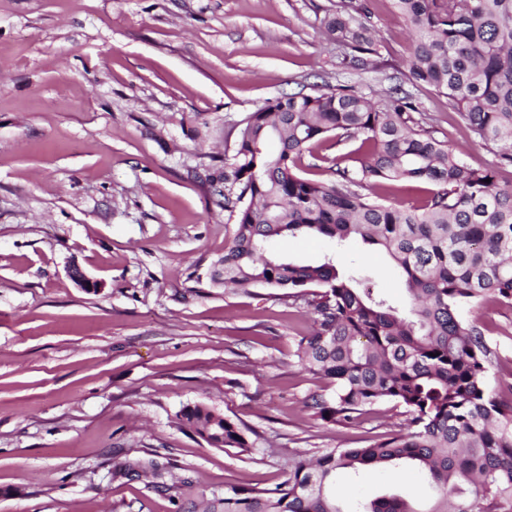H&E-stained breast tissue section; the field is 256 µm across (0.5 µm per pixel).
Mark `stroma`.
<instances>
[{
    "instance_id": "1",
    "label": "stroma",
    "mask_w": 512,
    "mask_h": 512,
    "mask_svg": "<svg viewBox=\"0 0 512 512\" xmlns=\"http://www.w3.org/2000/svg\"><path fill=\"white\" fill-rule=\"evenodd\" d=\"M363 0H0V512H191L225 489H271L325 448H364L399 424L382 402L355 423L317 419L330 393L302 369L305 309L260 289L210 287L233 229L223 198L189 169L233 153L242 123L286 94L336 89L383 100L412 39L390 0L370 19L366 68L345 59L324 16ZM421 124L475 168L476 138L432 87H413ZM355 141L305 153L304 177L352 168ZM364 289L408 304L398 270L359 240L336 255ZM79 265L103 284L79 288ZM512 381V308L465 311ZM205 404L256 432L254 452L215 448L177 415ZM137 459L166 470L125 476ZM350 503L401 495L429 507L413 467L337 476Z\"/></svg>"
}]
</instances>
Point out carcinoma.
I'll list each match as a JSON object with an SVG mask.
<instances>
[{
  "label": "carcinoma",
  "instance_id": "cac0c4a2",
  "mask_svg": "<svg viewBox=\"0 0 512 512\" xmlns=\"http://www.w3.org/2000/svg\"><path fill=\"white\" fill-rule=\"evenodd\" d=\"M416 41L405 77L448 97L498 161L472 168L449 142L414 117L413 95L396 85L382 103L353 89L279 97L240 127L234 153L204 169L202 181L224 197L235 219L229 245L213 265L212 285L251 295L286 292L310 314L311 335L297 343L301 366L329 379V396L304 405L318 419L348 425L372 405L391 402L406 419L365 448H327L302 460L273 490L233 487L207 512H417L400 495L347 511L336 473L367 466L418 467L438 496L426 512H512V382L492 387L495 352L462 311L487 301L512 308V0H391ZM370 5L327 14L336 42L374 52ZM368 147L360 167H338L319 182L298 172L304 152L328 136ZM429 182L421 205L396 208L362 190ZM320 234L340 245L377 247L401 271L404 311L360 288V277L332 258L303 265L273 251L284 237ZM180 423L218 448L250 452L238 424L211 407L186 406Z\"/></svg>",
  "mask_w": 512,
  "mask_h": 512
}]
</instances>
